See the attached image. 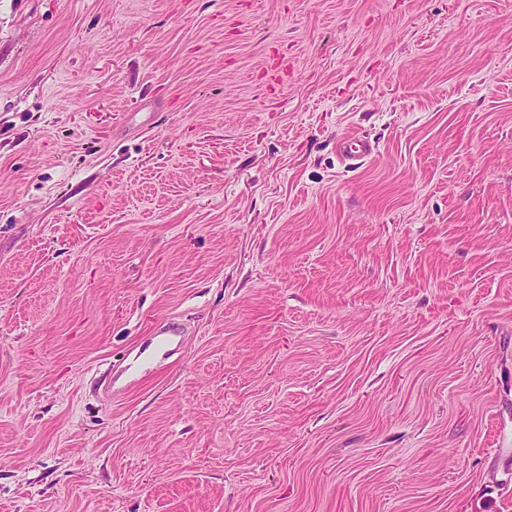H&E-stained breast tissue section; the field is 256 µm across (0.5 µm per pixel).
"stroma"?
<instances>
[{
	"instance_id": "obj_1",
	"label": "stroma",
	"mask_w": 512,
	"mask_h": 512,
	"mask_svg": "<svg viewBox=\"0 0 512 512\" xmlns=\"http://www.w3.org/2000/svg\"><path fill=\"white\" fill-rule=\"evenodd\" d=\"M511 464L512 0H0V512H512ZM346 167L356 169L375 151V143L360 137H346L338 145Z\"/></svg>"
}]
</instances>
